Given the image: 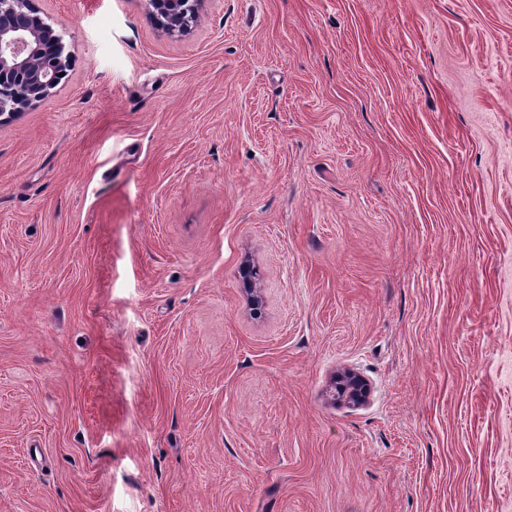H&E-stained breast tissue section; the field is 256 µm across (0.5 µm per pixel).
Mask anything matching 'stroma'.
Returning a JSON list of instances; mask_svg holds the SVG:
<instances>
[{"label": "stroma", "instance_id": "35a3bbf8", "mask_svg": "<svg viewBox=\"0 0 512 512\" xmlns=\"http://www.w3.org/2000/svg\"><path fill=\"white\" fill-rule=\"evenodd\" d=\"M35 5L0 512H512V0ZM199 0H146L154 16L170 34L180 33L196 16ZM336 393L338 399L353 406H360L367 401L369 388L364 379L347 372L340 377Z\"/></svg>", "mask_w": 512, "mask_h": 512}]
</instances>
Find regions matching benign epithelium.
I'll use <instances>...</instances> for the list:
<instances>
[{"label": "benign epithelium", "instance_id": "benign-epithelium-1", "mask_svg": "<svg viewBox=\"0 0 512 512\" xmlns=\"http://www.w3.org/2000/svg\"><path fill=\"white\" fill-rule=\"evenodd\" d=\"M170 34L180 33L196 16L197 0H146ZM72 45L33 6V0H0V118L38 106L68 76ZM369 388L351 372L340 378L338 399L360 406Z\"/></svg>", "mask_w": 512, "mask_h": 512}]
</instances>
